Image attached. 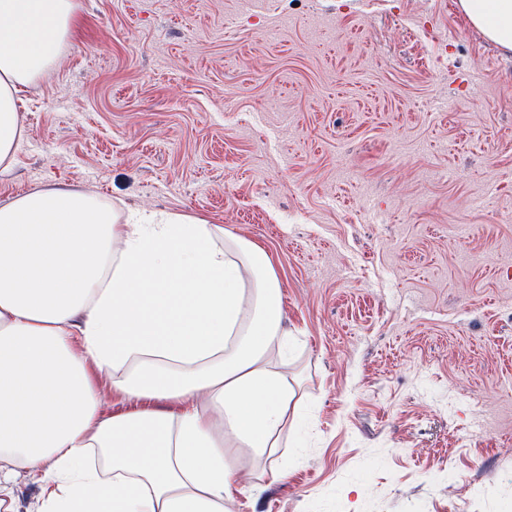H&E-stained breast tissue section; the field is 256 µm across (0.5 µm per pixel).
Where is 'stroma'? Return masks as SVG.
Wrapping results in <instances>:
<instances>
[{
  "instance_id": "35a3bbf8",
  "label": "stroma",
  "mask_w": 512,
  "mask_h": 512,
  "mask_svg": "<svg viewBox=\"0 0 512 512\" xmlns=\"http://www.w3.org/2000/svg\"><path fill=\"white\" fill-rule=\"evenodd\" d=\"M21 117L0 201L270 256L301 419L232 512H512V52L458 0H78Z\"/></svg>"
}]
</instances>
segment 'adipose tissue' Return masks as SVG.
Segmentation results:
<instances>
[{
	"mask_svg": "<svg viewBox=\"0 0 512 512\" xmlns=\"http://www.w3.org/2000/svg\"><path fill=\"white\" fill-rule=\"evenodd\" d=\"M459 7L512 51V0ZM75 10L0 0V174ZM287 365L260 246L59 186L0 202V512L19 469L50 487L38 512H230L238 456L272 459L298 404Z\"/></svg>",
	"mask_w": 512,
	"mask_h": 512,
	"instance_id": "obj_1",
	"label": "adipose tissue"
}]
</instances>
